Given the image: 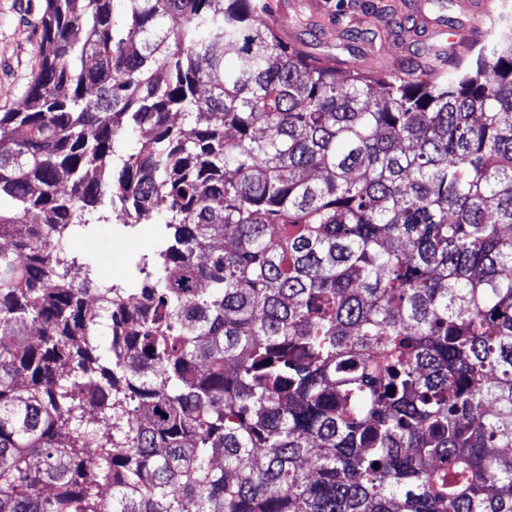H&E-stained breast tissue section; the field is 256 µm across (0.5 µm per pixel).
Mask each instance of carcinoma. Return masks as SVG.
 <instances>
[{
  "label": "carcinoma",
  "mask_w": 512,
  "mask_h": 512,
  "mask_svg": "<svg viewBox=\"0 0 512 512\" xmlns=\"http://www.w3.org/2000/svg\"><path fill=\"white\" fill-rule=\"evenodd\" d=\"M258 8L45 0L0 112V512H512V25L375 79ZM160 203L142 287L67 256Z\"/></svg>",
  "instance_id": "cac0c4a2"
}]
</instances>
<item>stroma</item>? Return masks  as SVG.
<instances>
[{
	"label": "stroma",
	"mask_w": 512,
	"mask_h": 512,
	"mask_svg": "<svg viewBox=\"0 0 512 512\" xmlns=\"http://www.w3.org/2000/svg\"><path fill=\"white\" fill-rule=\"evenodd\" d=\"M468 0H450L451 26L438 24L427 0H271L261 13L284 44L298 46L323 63L353 66L377 77L415 70L416 50L447 46L448 29L469 26ZM44 0H0V112L12 109L32 81ZM161 241L155 224L137 225L132 237L121 227L97 225L69 249L99 276L129 280V257L153 252Z\"/></svg>",
	"instance_id": "obj_1"
}]
</instances>
